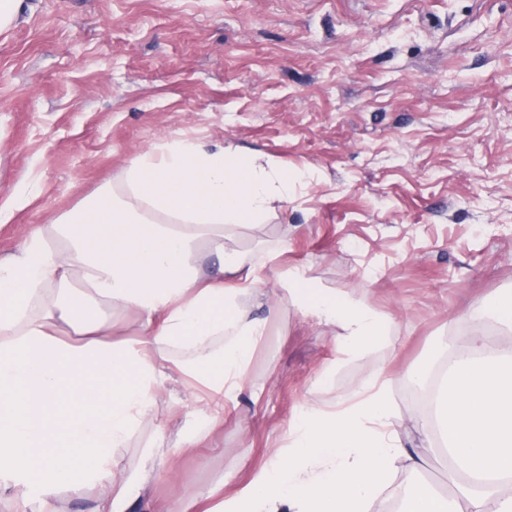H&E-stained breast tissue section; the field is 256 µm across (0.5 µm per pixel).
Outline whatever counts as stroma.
<instances>
[{
  "label": "stroma",
  "instance_id": "35a3bbf8",
  "mask_svg": "<svg viewBox=\"0 0 512 512\" xmlns=\"http://www.w3.org/2000/svg\"><path fill=\"white\" fill-rule=\"evenodd\" d=\"M177 138L303 179L226 244L272 255L262 286L282 304L214 444L182 447L206 419L170 422L179 387L120 451L132 477L149 475L142 512L174 499L220 512L273 466L306 399L335 401L375 374L414 446L410 370L471 336L512 353V336L473 316L512 290V0H26L0 33V203L20 198L0 256ZM292 268L370 302L384 342L342 348L284 299ZM159 430L166 462L147 472Z\"/></svg>",
  "mask_w": 512,
  "mask_h": 512
}]
</instances>
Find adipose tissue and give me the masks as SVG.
<instances>
[{"label": "adipose tissue", "mask_w": 512, "mask_h": 512, "mask_svg": "<svg viewBox=\"0 0 512 512\" xmlns=\"http://www.w3.org/2000/svg\"><path fill=\"white\" fill-rule=\"evenodd\" d=\"M300 178L266 156L176 139L132 160L124 189L101 187L0 259L1 494L23 506L94 486L92 512H132L146 484L118 451L153 423L168 383L187 390V415L240 392L268 324L247 307L278 308L260 261L224 242L261 226ZM288 292L356 352L385 334L372 306L303 274H289ZM411 378L430 386L414 426L463 478L462 512H512V354L474 336L436 380ZM392 418L378 375L335 409L307 401L273 467L225 512H369L383 475L398 479L403 512H451L419 483L424 458L403 448Z\"/></svg>", "instance_id": "adipose-tissue-1"}]
</instances>
